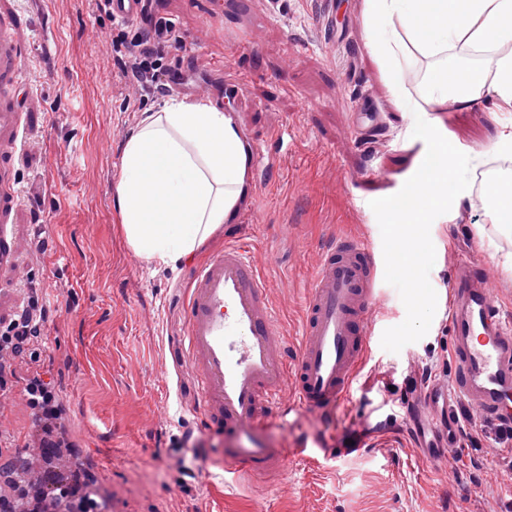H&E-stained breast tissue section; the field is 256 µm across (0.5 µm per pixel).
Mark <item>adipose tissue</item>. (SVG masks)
<instances>
[{
	"instance_id": "obj_1",
	"label": "adipose tissue",
	"mask_w": 512,
	"mask_h": 512,
	"mask_svg": "<svg viewBox=\"0 0 512 512\" xmlns=\"http://www.w3.org/2000/svg\"><path fill=\"white\" fill-rule=\"evenodd\" d=\"M370 50L393 96L409 112L465 108L485 90L512 105V58L493 77L459 65L457 48L512 41V0H363ZM429 62L416 95L404 93L401 61ZM246 155L231 115L208 101L170 100L127 139L114 186L120 232L139 257L177 268L227 223L246 193Z\"/></svg>"
}]
</instances>
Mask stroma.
Here are the masks:
<instances>
[{"instance_id": "obj_1", "label": "stroma", "mask_w": 512, "mask_h": 512, "mask_svg": "<svg viewBox=\"0 0 512 512\" xmlns=\"http://www.w3.org/2000/svg\"><path fill=\"white\" fill-rule=\"evenodd\" d=\"M331 27L352 52L329 50L315 23L319 0H156L175 18L194 57L172 53L182 90L134 102L131 79L112 61V22L88 0H15L29 21L25 80L37 97L22 162L19 239L23 281L9 296L22 309L44 305L37 360L15 373L55 388L73 458L118 512H512V446L495 441L496 425L478 406L459 403L479 433L477 445L442 437L439 408L421 401L413 380L431 366L447 386L454 370L446 291L465 281L461 256L485 269L498 303L512 309V235L488 223L481 176L512 172V151L492 119L498 100L485 94L465 110L429 113L444 121L458 154L448 197L430 211L419 236L424 251L397 238L392 224L360 208L394 192L421 163L409 113L373 63L363 0H337ZM246 29L260 47L246 53L226 30ZM249 74L245 104L225 96L224 76ZM205 98L227 112L243 108L251 140L266 145L284 125L295 151H271L264 184L253 185L233 224L220 227L194 259L172 271L139 258L118 234L113 187L123 145L144 113L171 98ZM391 118L367 143L351 134L350 112L364 97ZM252 244L288 342H296L302 305L326 240L369 239L380 285L415 271L430 283L432 307L417 331L410 311L419 294L407 281L401 298H382L374 335L353 383V400L333 414L270 418L264 435L288 450V467L270 482L225 484L215 453L224 434L203 425L201 391L189 364L185 298L196 263L222 251L228 234ZM315 453L300 459L299 449ZM447 456L434 467L431 455Z\"/></svg>"}]
</instances>
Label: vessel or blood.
Wrapping results in <instances>:
<instances>
[{
  "label": "vessel or blood",
  "instance_id": "obj_1",
  "mask_svg": "<svg viewBox=\"0 0 512 512\" xmlns=\"http://www.w3.org/2000/svg\"><path fill=\"white\" fill-rule=\"evenodd\" d=\"M108 6L121 22L141 13V0H108ZM26 27L11 0H0V292L17 284L22 267L16 170L27 151L23 132L32 102L24 80ZM353 117V130L361 135L380 124L371 107ZM430 193L420 171L411 186L374 207L392 217ZM380 294L370 247L349 236L332 238L304 301L300 342L291 351L249 242L232 238L197 266L186 297L188 357L202 392L204 422L223 429L227 439L225 476L252 481L286 471V450L271 447L262 433L266 413L284 406L323 412L350 398ZM446 314L455 362L449 402H477L484 416L512 427V319L479 278L449 288ZM287 381L293 386L289 402L282 399Z\"/></svg>",
  "mask_w": 512,
  "mask_h": 512
}]
</instances>
